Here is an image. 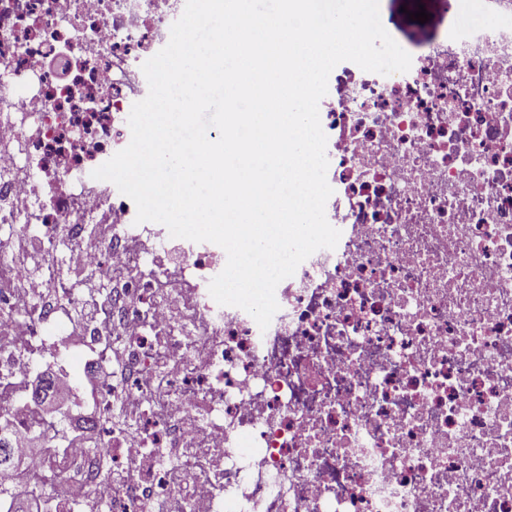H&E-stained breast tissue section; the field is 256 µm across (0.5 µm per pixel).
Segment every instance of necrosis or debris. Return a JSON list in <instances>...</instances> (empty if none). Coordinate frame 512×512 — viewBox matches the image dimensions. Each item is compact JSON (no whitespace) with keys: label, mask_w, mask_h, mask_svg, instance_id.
<instances>
[{"label":"necrosis or debris","mask_w":512,"mask_h":512,"mask_svg":"<svg viewBox=\"0 0 512 512\" xmlns=\"http://www.w3.org/2000/svg\"><path fill=\"white\" fill-rule=\"evenodd\" d=\"M184 7L0 0L5 442L54 434L27 380L64 333L81 365L123 356L78 408L88 443L26 457L62 477L55 512H512V0H472L408 72L333 69L341 237L279 283L264 331L210 296L220 246L136 223L91 176L128 146L141 66ZM20 227L65 245L63 269L20 267ZM91 272L107 290L78 286Z\"/></svg>","instance_id":"4bbe7bcc"}]
</instances>
